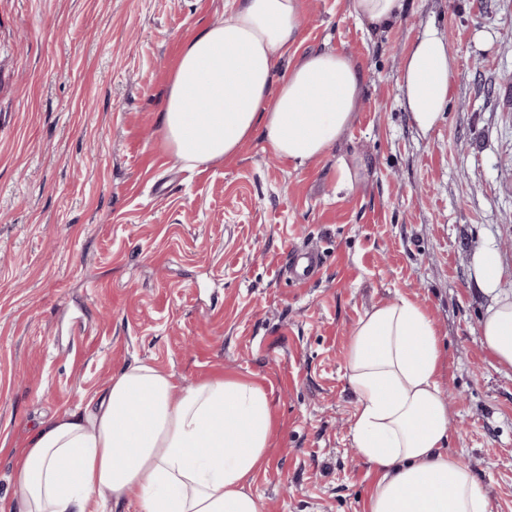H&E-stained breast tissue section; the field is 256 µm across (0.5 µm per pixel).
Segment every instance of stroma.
Returning a JSON list of instances; mask_svg holds the SVG:
<instances>
[{"label":"stroma","instance_id":"stroma-1","mask_svg":"<svg viewBox=\"0 0 512 512\" xmlns=\"http://www.w3.org/2000/svg\"><path fill=\"white\" fill-rule=\"evenodd\" d=\"M225 2L0 0V512L34 428L137 360L181 389L224 373L268 389L263 512H367L377 475L352 443L345 357L365 312L403 296L440 336L449 454L512 512V368L481 336L494 291L512 294V0H407L388 28L305 0L299 52L362 69L349 128L304 169L257 138L186 169L159 114ZM429 31L453 69L424 130L400 69ZM292 248L323 256L307 284L283 271Z\"/></svg>","mask_w":512,"mask_h":512}]
</instances>
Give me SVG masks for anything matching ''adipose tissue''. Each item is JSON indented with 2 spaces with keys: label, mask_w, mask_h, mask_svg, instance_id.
<instances>
[{
  "label": "adipose tissue",
  "mask_w": 512,
  "mask_h": 512,
  "mask_svg": "<svg viewBox=\"0 0 512 512\" xmlns=\"http://www.w3.org/2000/svg\"><path fill=\"white\" fill-rule=\"evenodd\" d=\"M222 19L184 46L160 122L176 160L195 167L261 138L294 169L321 160L351 125L361 68L312 50L277 72L297 43L304 0H227ZM452 57L426 34L401 74L424 129L448 97ZM485 346L512 367V298L490 306ZM440 339L424 308L403 297L358 321L347 355L356 399L352 441L379 479L368 512H490L481 483L449 456ZM173 373L136 361L84 406L31 434L12 484L17 512H105L141 492L136 512H261L251 484L267 461L275 416L258 383L216 377L174 395Z\"/></svg>",
  "instance_id": "adipose-tissue-1"
}]
</instances>
